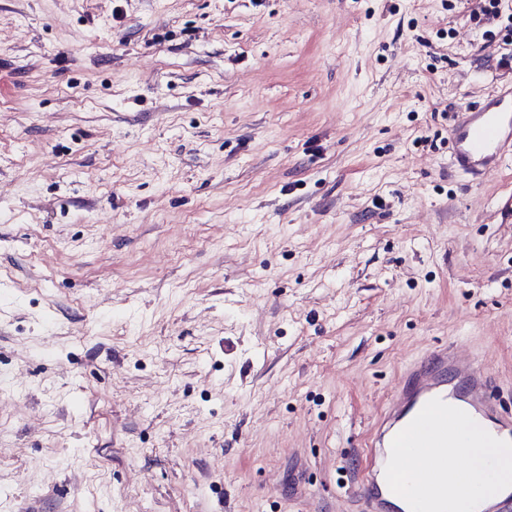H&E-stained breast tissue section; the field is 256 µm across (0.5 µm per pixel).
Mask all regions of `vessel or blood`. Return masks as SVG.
<instances>
[{"instance_id": "obj_1", "label": "vessel or blood", "mask_w": 512, "mask_h": 512, "mask_svg": "<svg viewBox=\"0 0 512 512\" xmlns=\"http://www.w3.org/2000/svg\"><path fill=\"white\" fill-rule=\"evenodd\" d=\"M449 142L457 172L480 178L495 171L512 152V90L491 92L483 103L461 112ZM435 398L465 411L492 436L512 440V412L502 408L483 364L461 358L452 348L435 351L405 370L390 407L366 441L365 473L358 492L367 512H410L386 480L391 443Z\"/></svg>"}]
</instances>
